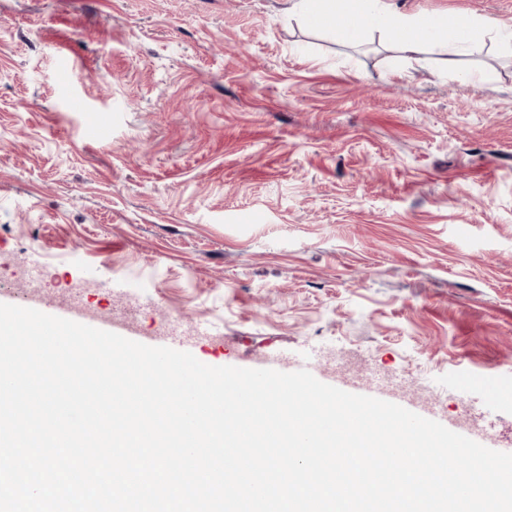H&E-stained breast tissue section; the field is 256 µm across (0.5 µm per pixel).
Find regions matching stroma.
<instances>
[{
  "instance_id": "1",
  "label": "stroma",
  "mask_w": 512,
  "mask_h": 512,
  "mask_svg": "<svg viewBox=\"0 0 512 512\" xmlns=\"http://www.w3.org/2000/svg\"><path fill=\"white\" fill-rule=\"evenodd\" d=\"M289 6L0 0V292L210 366L310 359L512 448V50L340 44Z\"/></svg>"
}]
</instances>
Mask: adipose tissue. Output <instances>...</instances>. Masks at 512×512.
Masks as SVG:
<instances>
[{"label": "adipose tissue", "mask_w": 512, "mask_h": 512, "mask_svg": "<svg viewBox=\"0 0 512 512\" xmlns=\"http://www.w3.org/2000/svg\"><path fill=\"white\" fill-rule=\"evenodd\" d=\"M291 9L309 27L326 25L336 42L343 44L360 41L368 30H385L401 53L417 51L436 28L453 33L452 39L439 44L442 54L450 58L486 35L503 45L512 43V27L490 19L452 15L434 27L419 16L386 11L382 0H291Z\"/></svg>", "instance_id": "adipose-tissue-1"}]
</instances>
